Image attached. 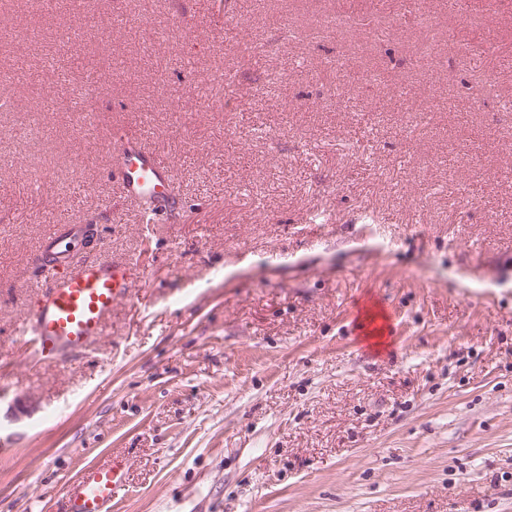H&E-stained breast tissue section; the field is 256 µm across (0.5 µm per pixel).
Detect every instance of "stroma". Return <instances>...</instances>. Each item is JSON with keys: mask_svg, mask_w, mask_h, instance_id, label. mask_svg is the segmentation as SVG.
<instances>
[{"mask_svg": "<svg viewBox=\"0 0 512 512\" xmlns=\"http://www.w3.org/2000/svg\"><path fill=\"white\" fill-rule=\"evenodd\" d=\"M333 2L390 37H311L300 0H83L57 14L86 33L67 53L50 25L0 47V95L20 64L45 86L0 112V512H61L109 463L112 512H512V118L472 110L455 54L418 81L385 0ZM465 40L512 98V0ZM98 55L102 93L49 107ZM242 67L283 81L241 96L220 76ZM116 126L175 167V223L114 189ZM59 216L90 225L81 258L147 276L90 351L35 364L18 328Z\"/></svg>", "mask_w": 512, "mask_h": 512, "instance_id": "obj_1", "label": "stroma"}]
</instances>
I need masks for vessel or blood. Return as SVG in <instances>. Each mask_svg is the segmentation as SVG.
<instances>
[{
	"label": "vessel or blood",
	"instance_id": "1",
	"mask_svg": "<svg viewBox=\"0 0 512 512\" xmlns=\"http://www.w3.org/2000/svg\"><path fill=\"white\" fill-rule=\"evenodd\" d=\"M112 181L122 197L151 214L153 223L172 218L182 202L174 191L177 179L150 145L112 133ZM86 227L59 218L33 256L44 275V288L32 303L23 333L39 361L75 358L101 336L115 304L132 297L137 279L134 262L86 261L77 246ZM115 467L88 469L80 482L63 492L64 512H112Z\"/></svg>",
	"mask_w": 512,
	"mask_h": 512
}]
</instances>
